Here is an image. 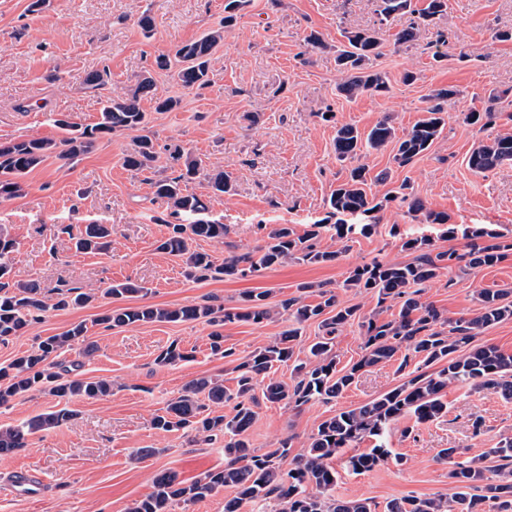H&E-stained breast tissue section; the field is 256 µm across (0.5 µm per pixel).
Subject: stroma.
Returning a JSON list of instances; mask_svg holds the SVG:
<instances>
[{"mask_svg":"<svg viewBox=\"0 0 512 512\" xmlns=\"http://www.w3.org/2000/svg\"><path fill=\"white\" fill-rule=\"evenodd\" d=\"M32 0H0V142L60 139L55 121L97 122L106 98L129 92L137 76L152 73L158 92L180 97L179 110L148 109L147 133L159 152L153 169L128 170L124 158L133 146L131 132L102 139L89 154L72 164L48 157L25 178L23 195L0 199V224L17 241L9 258L13 281L36 284L46 296L69 284L93 293L84 307L48 312L26 331L0 343V364L31 351L39 336L58 334L85 322L87 345L65 352L64 360H79L84 378L112 383L110 396L76 399L74 418L66 425L37 432L27 447L0 456V512H127L129 505L153 490L157 474L176 471L192 480L224 465L221 443L189 444L177 430L164 432L153 420L178 397L192 379L207 376L234 386L237 361L287 330L285 315L261 324L225 323V346L234 360L212 355L209 324L201 321L153 322L108 329L96 318L107 311L134 305L181 306L214 296L234 305L246 291H269L270 303L303 295L316 302L315 292L299 293L304 283L336 290L342 304L355 305L360 316L377 309L368 294L342 289L350 267L379 258L412 261L403 247L416 237L431 238L436 249L465 250L462 227L483 224L512 237V167L477 174L466 165L479 142L512 135V96L501 103L503 118L487 129L464 123L462 113L474 96L512 87V41L492 40L496 29L512 28V0H448V11L434 29L421 32L415 45L386 46L377 65L389 78L387 96L368 94L347 99L337 94L342 76L333 48L343 32L380 28L378 0H250L236 24L211 58L210 83L202 89L183 88L170 73L158 70L155 59L176 46L218 27L224 0H49L31 10ZM153 19L151 33L138 25L142 14ZM448 32V56L432 59L435 30ZM317 31L326 50L307 53L304 37ZM107 71L103 89H86L88 76ZM417 72L415 83L402 80L404 71ZM458 89L444 104L447 125L431 149L411 165L398 168L391 148L362 159L371 172L388 168L391 183L375 186L377 195L408 182L426 207L446 213L447 224L413 220L406 205L390 202L371 234L355 235L342 245L333 232L318 239L320 249L340 251L329 265L288 262L244 279L224 276L193 280L180 259L157 251L167 236L170 209L155 199L151 180L170 173L167 151L180 146L201 159L205 169L231 173V194L210 200V212L228 232L223 242L198 240L194 249L209 253L215 263L261 244L276 225L277 215L293 213L292 227L304 233L325 217L326 199L344 179L351 161L334 152L337 126L351 124L368 131L390 115L398 133L407 132L424 115L432 90ZM331 111L325 121L321 112ZM108 224L112 242L101 254L76 252L65 224ZM457 234H448V226ZM132 281L147 288L146 296L113 300L103 291L113 282ZM484 288L512 292V256L492 267L460 273L444 272L426 288L423 302L443 317L476 312ZM191 351L190 361L157 365V355L171 343ZM391 360L360 371L354 384L336 401L299 409L260 403L249 431L254 448L276 447L288 437L293 454L305 453L309 438L324 419L377 398L395 387L400 376ZM448 412L424 424L413 418L400 422L391 446L404 464L388 463L359 475H341L331 495L337 499H367L375 512L389 501L411 496H448L449 465L439 458L443 448H456L461 459L479 456L505 439H512V400L486 388L448 387ZM57 401L45 390H33L0 405V427L14 426L54 411ZM482 423L474 433L473 420ZM411 437H402L403 428ZM41 474L45 487L39 498H19L10 483L16 470Z\"/></svg>","mask_w":512,"mask_h":512,"instance_id":"35a3bbf8","label":"stroma"}]
</instances>
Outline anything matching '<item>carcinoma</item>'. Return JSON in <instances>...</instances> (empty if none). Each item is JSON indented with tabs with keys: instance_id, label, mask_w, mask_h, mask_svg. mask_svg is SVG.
<instances>
[{
	"instance_id": "obj_1",
	"label": "carcinoma",
	"mask_w": 512,
	"mask_h": 512,
	"mask_svg": "<svg viewBox=\"0 0 512 512\" xmlns=\"http://www.w3.org/2000/svg\"><path fill=\"white\" fill-rule=\"evenodd\" d=\"M381 21L394 22L409 17L407 27L395 35L399 45L409 43L421 29L448 10V0H423L418 8L414 0H379ZM248 0H224V20L197 39L180 45L173 56L157 58L158 68H177L182 87L191 89L209 84V64L216 47L224 40V29L234 25ZM346 43L336 47V66L343 75L337 92L348 98L363 94L382 96L389 91L385 73L374 66L383 55L384 38L379 29H362L345 33ZM459 91L440 88L429 95L431 105L426 115L410 130L399 136L388 115L382 116L372 128L362 133L344 125L337 129L334 141L336 158L340 161L358 159L371 150L392 146L393 161L400 167L412 164L427 152L442 133L445 111L442 103ZM509 90H493L480 99L481 106L462 112L463 121L484 129L495 124L499 104ZM150 97L156 112H174L181 107V98L156 92L153 78L142 75L135 87L124 97L108 98L97 122L78 126L67 118L56 120L66 131L60 141L29 140L0 143V199H11L25 191V176L52 154L69 161L90 153L97 143L116 132L142 131L147 113L141 99ZM171 158L182 162L180 173L172 178L151 182L155 198L173 209L182 219L170 225V231L157 249L182 260L186 275L194 280L212 274L247 278L288 261L313 265L334 263L337 251H323L317 239L325 227L320 221L298 235L287 224H278L267 234L265 243L253 251L232 254L224 263L215 264L212 256L192 248L198 239L222 241L227 227L206 221L209 201L187 192L188 183L204 177L212 195L232 192V177L223 169L204 171L201 161L182 149H174ZM158 159L150 136L137 138L124 165L132 171L151 167ZM504 164L512 165V136L495 137L475 147L467 158V166L475 173H485ZM390 179L383 170L369 177L364 164L352 167L327 201L328 214L336 218L333 229L337 238L350 241L356 234L367 235L379 224V213L391 201L408 203V214L423 224H446L448 215L426 208L418 197H410V186L403 182L397 190L382 197L372 192L371 185ZM67 233L75 240L77 251L100 253L107 249L112 237L110 224L68 225ZM463 234L471 240L470 249L460 253L453 249L434 252L429 238L409 239L404 248L417 253L407 263H390L378 259L355 265L347 271L343 288L372 294L377 304L399 305L397 316L388 321L361 317L355 305H343L332 290L318 292L319 301L304 302L302 296L280 301L279 309L288 314L293 326L279 338L257 348L235 366V386L220 381L198 378L188 382L181 394L172 400L164 414L154 418L155 428L162 431L185 430L194 442H209L224 437V468L209 471L187 482L173 472L159 473L154 490L135 501L128 512H169L176 501H194L210 496L224 487L235 495L224 500V512H240L245 502L260 504L276 500L281 512H373L366 499L339 500L328 492L336 485L338 472L333 465L336 455L345 448L369 440L372 447L348 456L345 470L354 475L369 472L390 461L397 464L402 457L393 454L388 443L391 426L410 415L415 422L434 421L448 412L443 391L452 384H469L497 390L512 399V355L491 345H476L474 339L487 326L512 319V301L505 300L502 290L483 289L478 294L479 311L471 316L444 319L436 308L421 302V294L444 270L472 269L493 266L512 251V239L482 224L468 225ZM17 247L16 239L0 224V342L19 336L33 322L41 320L50 310L85 306L95 295L76 288L61 289L54 302H48L34 286L17 287L10 278V254ZM144 291V287L126 281L106 289L114 299L126 298ZM276 309L268 302L266 292H246L238 305L226 308L205 299L201 303L177 307L138 305L105 313L96 322L108 327H123L152 322L203 321L219 327L226 322L261 324L273 318ZM359 321L364 349L363 358L349 369L336 366L334 341L342 329ZM315 321L321 335L307 348V360L298 359L299 325ZM448 329H442V326ZM88 327L83 322L71 325L61 334L40 338L37 348L0 365V404L32 389L41 388L58 398L62 407L41 414L18 425L0 428V455H8L27 447L28 437L38 431L60 427L74 416L69 401L74 397L97 399L112 392L106 379L88 380L80 377L81 364L59 359L61 353L87 341ZM403 353L397 373L398 384L379 397L355 408L341 411L323 420L313 433L306 453L293 458L291 468L284 469L292 448L291 439L279 447L257 452L248 431L256 419L255 407L260 401L271 404H294L301 407L316 402L327 404L355 381L359 371L392 360ZM192 358L177 343H171L156 357L160 366H174ZM416 360L414 368L409 361ZM293 362L291 382L266 379L277 364ZM206 393L208 403L199 401ZM232 406L229 415L217 412L224 405ZM456 449L442 448L439 458L448 462L449 483L454 486L451 499L443 497H410L387 503L385 512H512V439L496 448L487 449L478 458L458 462Z\"/></svg>"
}]
</instances>
